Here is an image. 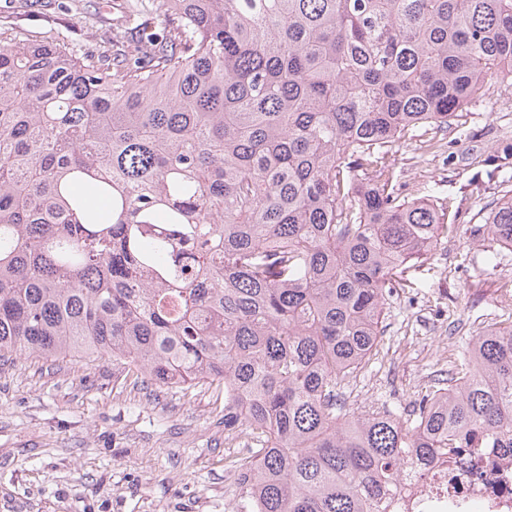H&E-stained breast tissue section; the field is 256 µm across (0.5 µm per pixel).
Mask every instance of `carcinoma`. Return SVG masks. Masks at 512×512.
Listing matches in <instances>:
<instances>
[{
  "label": "carcinoma",
  "mask_w": 512,
  "mask_h": 512,
  "mask_svg": "<svg viewBox=\"0 0 512 512\" xmlns=\"http://www.w3.org/2000/svg\"><path fill=\"white\" fill-rule=\"evenodd\" d=\"M127 9L166 18L133 34ZM493 77L512 0H129L82 53L6 27L0 359L224 391V432L259 442L235 512H382L414 464L512 448V323L407 419L341 400L406 264L456 230L387 156ZM481 231L512 250V196Z\"/></svg>",
  "instance_id": "carcinoma-1"
}]
</instances>
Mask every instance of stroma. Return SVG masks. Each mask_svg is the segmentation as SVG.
<instances>
[{"mask_svg": "<svg viewBox=\"0 0 512 512\" xmlns=\"http://www.w3.org/2000/svg\"><path fill=\"white\" fill-rule=\"evenodd\" d=\"M1 17L85 51L99 47L112 0H0ZM432 136L417 129L388 160L408 198L452 203L459 230L406 270L384 319L386 356L345 390L351 411L411 413L451 348L512 315V250L473 231L512 190V83L490 80L442 150L423 149ZM245 453L208 386L160 387L106 356L0 364V512H234L241 487L227 462Z\"/></svg>", "mask_w": 512, "mask_h": 512, "instance_id": "stroma-1", "label": "stroma"}]
</instances>
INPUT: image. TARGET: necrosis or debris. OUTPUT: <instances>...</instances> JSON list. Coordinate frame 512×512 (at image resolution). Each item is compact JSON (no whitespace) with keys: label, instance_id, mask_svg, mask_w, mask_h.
<instances>
[{"label":"necrosis or debris","instance_id":"1","mask_svg":"<svg viewBox=\"0 0 512 512\" xmlns=\"http://www.w3.org/2000/svg\"><path fill=\"white\" fill-rule=\"evenodd\" d=\"M387 512H512V450L460 448L412 468Z\"/></svg>","mask_w":512,"mask_h":512}]
</instances>
